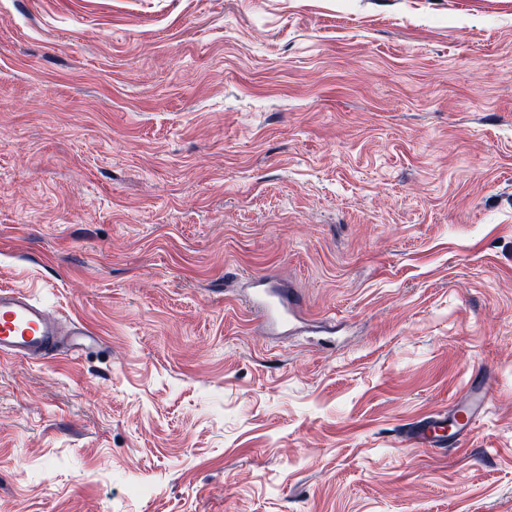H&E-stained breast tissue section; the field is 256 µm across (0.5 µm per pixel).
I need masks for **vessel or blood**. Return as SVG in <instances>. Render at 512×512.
<instances>
[{
	"instance_id": "obj_1",
	"label": "vessel or blood",
	"mask_w": 512,
	"mask_h": 512,
	"mask_svg": "<svg viewBox=\"0 0 512 512\" xmlns=\"http://www.w3.org/2000/svg\"><path fill=\"white\" fill-rule=\"evenodd\" d=\"M255 288L254 302L259 316L273 317L282 325H289L293 318L292 294L260 282ZM97 340L92 328L78 321L64 324L61 316L47 309L29 291L0 289V355L47 359L79 353ZM469 390L471 398L463 410L466 420L460 425V432L464 435L471 431L488 403V394L479 382L470 381ZM451 422V417L446 416L415 426L410 437L418 444L432 443L438 430L447 428Z\"/></svg>"
}]
</instances>
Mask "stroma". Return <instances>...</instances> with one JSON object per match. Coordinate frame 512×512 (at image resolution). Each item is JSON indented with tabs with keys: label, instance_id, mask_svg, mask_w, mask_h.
<instances>
[{
	"label": "stroma",
	"instance_id": "obj_1",
	"mask_svg": "<svg viewBox=\"0 0 512 512\" xmlns=\"http://www.w3.org/2000/svg\"><path fill=\"white\" fill-rule=\"evenodd\" d=\"M0 286V512H512V0H0ZM262 279L255 281L254 303L260 317H274L282 325L292 322L294 298L287 290L272 285L265 286ZM97 340L92 328L78 321L62 323L29 291L0 289V355L47 359L79 353ZM469 391L471 392L472 398L468 400L467 408L461 407L459 403L457 408L455 406L454 413H448V416L445 415L443 418L413 427L410 431V438L416 444H430L435 441L438 436L436 433L437 430L440 428L446 430L452 420L454 421V426H460L458 431L461 432V434L459 437L461 435L467 436L472 429V425L481 417V411L488 403V392L484 391V386H481L480 383L476 381V376L474 375L470 378ZM458 413L465 415V422L459 423L457 421Z\"/></svg>",
	"mask_w": 512,
	"mask_h": 512
}]
</instances>
